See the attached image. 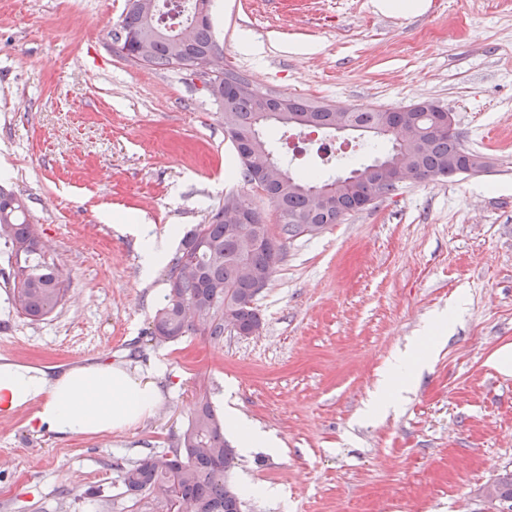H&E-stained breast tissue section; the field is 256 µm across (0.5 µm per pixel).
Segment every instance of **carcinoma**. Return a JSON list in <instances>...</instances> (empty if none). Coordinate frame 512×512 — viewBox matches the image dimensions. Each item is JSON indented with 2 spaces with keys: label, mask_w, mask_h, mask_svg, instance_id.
Masks as SVG:
<instances>
[{
  "label": "carcinoma",
  "mask_w": 512,
  "mask_h": 512,
  "mask_svg": "<svg viewBox=\"0 0 512 512\" xmlns=\"http://www.w3.org/2000/svg\"><path fill=\"white\" fill-rule=\"evenodd\" d=\"M213 0H188L182 7L176 0H128L121 28L112 29V43L133 61L141 45L150 48L145 65L159 70L173 69L176 60L188 61L204 50L222 51L212 19ZM192 27L193 45L182 48L171 38L174 28ZM290 101L296 112L308 114L311 128L332 132L336 113L328 106L300 97ZM224 116V132L230 138L241 164L245 184L262 192L279 214L280 224H266L255 206L244 231L268 238L278 245L276 253L261 251L250 257L256 274L272 277L285 243L313 232H321L353 212V202L361 195L381 199L400 185L388 178H369L355 183L337 184L338 177L316 173L288 172V157L275 158L271 143L263 138L242 149L238 139L250 136L251 127L294 125L286 112L267 118L258 111L255 97L230 93L216 99ZM410 112L421 130V144L408 161L420 180L451 179L462 173L468 153L459 135L439 130L438 118L444 109L426 101L413 105ZM402 115L395 109L352 111V124L365 129L393 127ZM337 185L338 204L312 208L308 191L328 183ZM235 198L228 194L224 204L211 211L205 224H198L183 235L181 248L168 272V288L149 331L152 341L175 343L187 336L218 339L234 328L249 330L262 319L255 306L253 283L240 272L242 257L239 234L224 227L225 203ZM24 202L0 191V238L16 258L13 300L27 319L39 321L60 304L66 288L64 273L46 259L42 241L25 217ZM236 453L224 439L221 420L209 397L198 396L193 416L173 454H153L130 467L119 468L118 478L124 493L133 499L151 496L166 512H241L242 501L230 484Z\"/></svg>",
  "instance_id": "obj_1"
}]
</instances>
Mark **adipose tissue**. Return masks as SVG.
Here are the masks:
<instances>
[{"label": "adipose tissue", "mask_w": 512, "mask_h": 512, "mask_svg": "<svg viewBox=\"0 0 512 512\" xmlns=\"http://www.w3.org/2000/svg\"><path fill=\"white\" fill-rule=\"evenodd\" d=\"M429 355L420 339L381 369L368 412L391 406L406 385V369L421 367ZM160 400L161 391L154 379L132 376L120 366L73 367L51 377L25 365H0V414L10 415L36 404L29 427L45 428L62 437L132 427L150 416Z\"/></svg>", "instance_id": "obj_1"}]
</instances>
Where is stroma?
Wrapping results in <instances>:
<instances>
[{"instance_id":"35a3bbf8","label":"stroma","mask_w":512,"mask_h":512,"mask_svg":"<svg viewBox=\"0 0 512 512\" xmlns=\"http://www.w3.org/2000/svg\"><path fill=\"white\" fill-rule=\"evenodd\" d=\"M427 3L214 0L225 62L260 91L362 111L429 100L493 166L288 241L255 301L261 335L156 344L168 268L144 279L120 224L141 218L176 249L227 194L278 215L242 182L200 83L113 47L126 0H0V190L24 199L68 284L29 321L0 246V363L120 362L163 393L142 424L90 436L30 430V406L0 416V512H166L132 502L116 468L175 451L201 391L275 442L237 455L242 512H489L481 488L512 470V373L490 362L512 348V0ZM457 301L403 403L360 420L379 369ZM378 8L383 11L397 15H408L410 13L425 11L427 4L425 0H378Z\"/></svg>"}]
</instances>
